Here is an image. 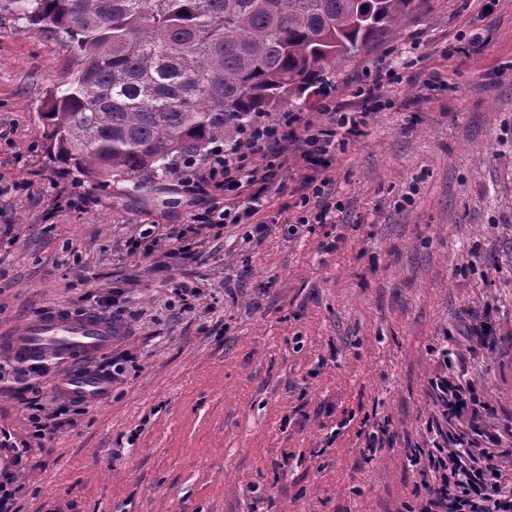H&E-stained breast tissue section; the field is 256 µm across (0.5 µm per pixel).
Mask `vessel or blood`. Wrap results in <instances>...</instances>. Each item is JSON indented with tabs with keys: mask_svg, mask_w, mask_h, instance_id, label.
I'll list each match as a JSON object with an SVG mask.
<instances>
[{
	"mask_svg": "<svg viewBox=\"0 0 512 512\" xmlns=\"http://www.w3.org/2000/svg\"><path fill=\"white\" fill-rule=\"evenodd\" d=\"M121 334V328L110 319L49 310L18 329L0 332V349L19 359L55 356L72 362L59 391L74 400L93 402L107 392L109 382L92 368L90 360L110 349Z\"/></svg>",
	"mask_w": 512,
	"mask_h": 512,
	"instance_id": "vessel-or-blood-1",
	"label": "vessel or blood"
}]
</instances>
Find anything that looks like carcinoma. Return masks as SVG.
I'll use <instances>...</instances> for the list:
<instances>
[{"label":"carcinoma","mask_w":512,"mask_h":512,"mask_svg":"<svg viewBox=\"0 0 512 512\" xmlns=\"http://www.w3.org/2000/svg\"><path fill=\"white\" fill-rule=\"evenodd\" d=\"M424 0H0L66 36L78 70L39 121L49 159L152 190L259 116L307 105L337 63Z\"/></svg>","instance_id":"obj_1"}]
</instances>
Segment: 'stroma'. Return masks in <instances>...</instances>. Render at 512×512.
<instances>
[{
    "label": "stroma",
    "instance_id": "35a3bbf8",
    "mask_svg": "<svg viewBox=\"0 0 512 512\" xmlns=\"http://www.w3.org/2000/svg\"><path fill=\"white\" fill-rule=\"evenodd\" d=\"M478 28L487 42L455 53ZM384 60L391 78L359 95ZM75 72L64 38L0 12V329L119 288L110 353L131 358L48 439L0 386L15 512H409L443 371L491 405L512 474V0H426L337 67V107L367 125L325 172L335 223L289 232L304 173L284 169L187 263L167 237L208 197L174 176L103 191L48 163L37 116ZM144 224L164 236L148 255L129 246ZM183 280L202 291L186 311Z\"/></svg>",
    "mask_w": 512,
    "mask_h": 512
}]
</instances>
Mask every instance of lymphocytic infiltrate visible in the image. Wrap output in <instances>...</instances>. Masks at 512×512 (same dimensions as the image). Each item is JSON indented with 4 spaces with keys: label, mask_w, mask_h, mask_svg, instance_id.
I'll list each match as a JSON object with an SVG mask.
<instances>
[{
    "label": "lymphocytic infiltrate",
    "mask_w": 512,
    "mask_h": 512,
    "mask_svg": "<svg viewBox=\"0 0 512 512\" xmlns=\"http://www.w3.org/2000/svg\"><path fill=\"white\" fill-rule=\"evenodd\" d=\"M325 121L316 126L305 123L302 133L292 129L296 116L284 115L276 120L258 118L245 127L239 139L214 155L203 165L181 174L180 180L190 190L209 195L210 205L194 214L189 224L176 235L175 255L191 261L204 235L226 224L240 221L238 210L225 206L224 191L250 188L252 204H259L268 190L277 169L298 163L314 170L328 169L331 150L337 137L358 134L364 123L360 112H341L333 100H324ZM328 179L305 178L298 189L300 205L306 210L298 218V226L329 224L333 221V203L328 202ZM46 358L19 362L0 361V382L24 384L29 392L24 399V412L34 437L54 434L70 413L69 404L47 409L42 401L38 380L47 373ZM433 388L445 421L470 417L469 432L441 435L431 449L415 448L412 462L421 465L423 473L435 476L434 484L426 485V495L419 512H512V488L506 487L503 473L495 462V439L479 446L480 417L490 414L489 405L473 389L436 376Z\"/></svg>",
    "instance_id": "1"
}]
</instances>
